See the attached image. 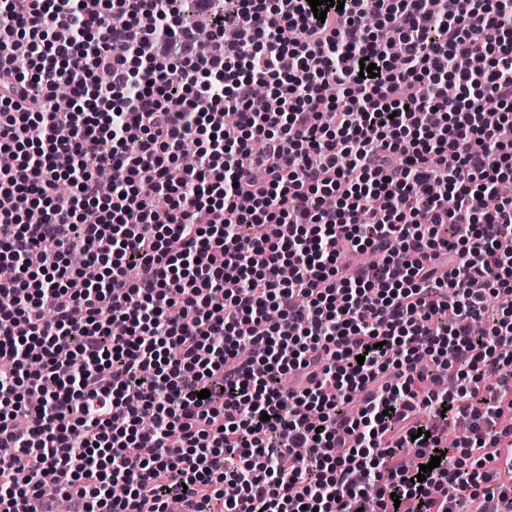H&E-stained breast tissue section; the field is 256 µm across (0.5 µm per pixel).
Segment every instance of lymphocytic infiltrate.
<instances>
[{
	"label": "lymphocytic infiltrate",
	"instance_id": "f902f5d3",
	"mask_svg": "<svg viewBox=\"0 0 512 512\" xmlns=\"http://www.w3.org/2000/svg\"><path fill=\"white\" fill-rule=\"evenodd\" d=\"M431 2L0 0V512H512V0Z\"/></svg>",
	"mask_w": 512,
	"mask_h": 512
}]
</instances>
